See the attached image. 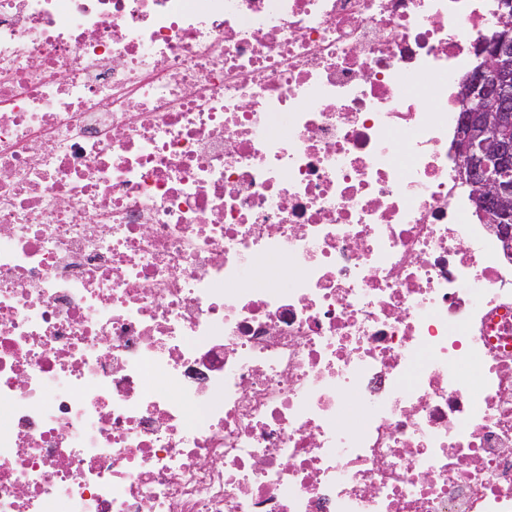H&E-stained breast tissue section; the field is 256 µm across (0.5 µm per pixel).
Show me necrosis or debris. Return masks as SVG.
Here are the masks:
<instances>
[{
    "label": "necrosis or debris",
    "instance_id": "necrosis-or-debris-1",
    "mask_svg": "<svg viewBox=\"0 0 512 512\" xmlns=\"http://www.w3.org/2000/svg\"><path fill=\"white\" fill-rule=\"evenodd\" d=\"M498 5L0 0V512H512ZM511 1H500L491 35L478 41L474 65L461 79V131L453 145L472 202L507 252L512 246Z\"/></svg>",
    "mask_w": 512,
    "mask_h": 512
}]
</instances>
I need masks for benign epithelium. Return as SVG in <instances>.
<instances>
[{
	"label": "benign epithelium",
	"instance_id": "1",
	"mask_svg": "<svg viewBox=\"0 0 512 512\" xmlns=\"http://www.w3.org/2000/svg\"><path fill=\"white\" fill-rule=\"evenodd\" d=\"M460 82L461 131L453 145L472 202L512 249V0H500L491 35Z\"/></svg>",
	"mask_w": 512,
	"mask_h": 512
}]
</instances>
